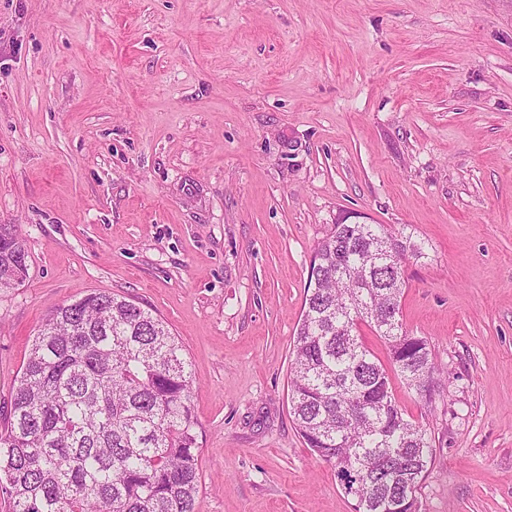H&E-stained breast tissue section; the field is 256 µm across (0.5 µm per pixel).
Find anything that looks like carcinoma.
Listing matches in <instances>:
<instances>
[{"label":"carcinoma","instance_id":"1","mask_svg":"<svg viewBox=\"0 0 512 512\" xmlns=\"http://www.w3.org/2000/svg\"><path fill=\"white\" fill-rule=\"evenodd\" d=\"M427 257L413 234L335 224L315 249L289 372L296 429L334 468L355 512H419L433 449L405 418L385 365L362 342L383 339L390 366L427 401L445 385L429 341L403 330V262ZM16 225L0 224V288L27 277ZM194 381L183 341L116 294L94 291L38 327L0 432L8 512H197Z\"/></svg>","mask_w":512,"mask_h":512}]
</instances>
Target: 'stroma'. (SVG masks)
Returning <instances> with one entry per match:
<instances>
[{"mask_svg":"<svg viewBox=\"0 0 512 512\" xmlns=\"http://www.w3.org/2000/svg\"><path fill=\"white\" fill-rule=\"evenodd\" d=\"M414 232L391 376L421 512H512V0H0V427L53 307L93 291L186 346L198 512H354L298 435L290 356L338 218ZM15 224H0V288H12L27 277L28 252Z\"/></svg>","mask_w":512,"mask_h":512,"instance_id":"1","label":"stroma"}]
</instances>
